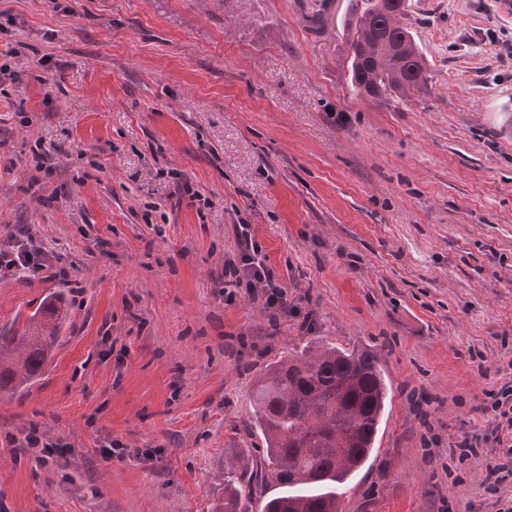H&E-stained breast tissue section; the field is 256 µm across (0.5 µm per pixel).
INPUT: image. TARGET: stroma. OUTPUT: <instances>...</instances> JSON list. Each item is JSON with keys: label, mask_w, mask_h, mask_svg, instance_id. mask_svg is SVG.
Wrapping results in <instances>:
<instances>
[{"label": "stroma", "mask_w": 512, "mask_h": 512, "mask_svg": "<svg viewBox=\"0 0 512 512\" xmlns=\"http://www.w3.org/2000/svg\"><path fill=\"white\" fill-rule=\"evenodd\" d=\"M408 4L431 88L375 103L349 0H0V239L28 225L68 272L0 280V330L68 300L0 398V512H210L255 374L311 339L374 350L392 385L342 512L512 507L511 477L483 482L512 447L451 456L512 379V9ZM238 224L297 313L225 302ZM33 425L80 467L22 447Z\"/></svg>", "instance_id": "obj_1"}]
</instances>
